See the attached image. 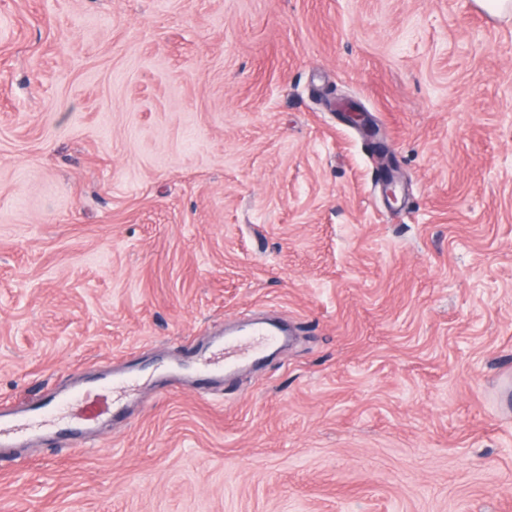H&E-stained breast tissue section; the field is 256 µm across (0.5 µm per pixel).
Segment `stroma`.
Returning <instances> with one entry per match:
<instances>
[{
	"mask_svg": "<svg viewBox=\"0 0 512 512\" xmlns=\"http://www.w3.org/2000/svg\"><path fill=\"white\" fill-rule=\"evenodd\" d=\"M78 387L0 512H512V17L0 0V405ZM246 336H263L268 343H275L278 340V331L274 328L257 325L249 333L242 337L230 339L224 343L223 359L209 360L201 363H195V369L200 373H208L213 370L221 369L229 363L250 359L254 354H250L256 348L252 346L253 342L247 340Z\"/></svg>",
	"mask_w": 512,
	"mask_h": 512,
	"instance_id": "35a3bbf8",
	"label": "stroma"
}]
</instances>
